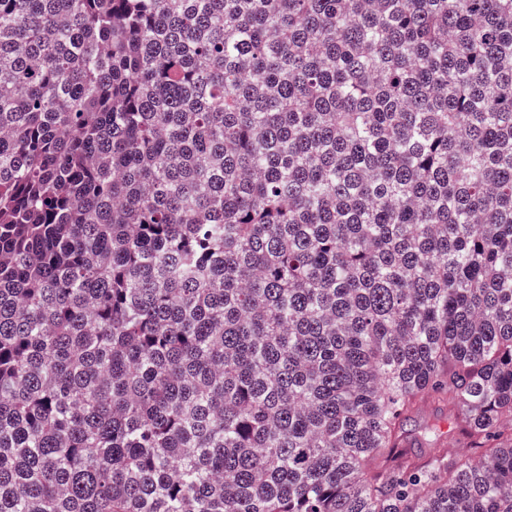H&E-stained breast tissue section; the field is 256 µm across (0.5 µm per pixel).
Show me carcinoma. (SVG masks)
<instances>
[{"label":"carcinoma","mask_w":512,"mask_h":512,"mask_svg":"<svg viewBox=\"0 0 512 512\" xmlns=\"http://www.w3.org/2000/svg\"><path fill=\"white\" fill-rule=\"evenodd\" d=\"M0 512H512V0H0ZM447 416L448 412L443 408L442 406L436 405H429L423 408L420 416L418 419H414L415 422L408 423V429H412L411 433L417 432L419 429V426L423 423L428 422L429 424H438L442 427L444 431L447 430Z\"/></svg>","instance_id":"carcinoma-1"}]
</instances>
